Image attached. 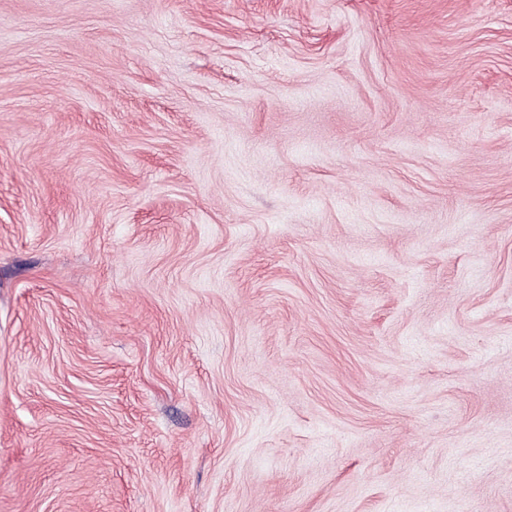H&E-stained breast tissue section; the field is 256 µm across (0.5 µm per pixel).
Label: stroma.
<instances>
[{"label":"stroma","mask_w":512,"mask_h":512,"mask_svg":"<svg viewBox=\"0 0 512 512\" xmlns=\"http://www.w3.org/2000/svg\"><path fill=\"white\" fill-rule=\"evenodd\" d=\"M0 512H512V0H0Z\"/></svg>","instance_id":"1"}]
</instances>
